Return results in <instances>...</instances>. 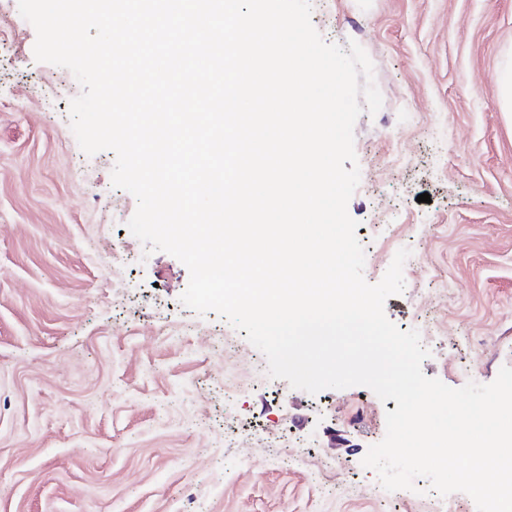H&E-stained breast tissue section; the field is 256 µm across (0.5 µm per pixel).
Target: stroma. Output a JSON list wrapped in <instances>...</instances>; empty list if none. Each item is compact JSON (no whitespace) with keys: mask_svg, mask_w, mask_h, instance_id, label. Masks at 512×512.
<instances>
[{"mask_svg":"<svg viewBox=\"0 0 512 512\" xmlns=\"http://www.w3.org/2000/svg\"><path fill=\"white\" fill-rule=\"evenodd\" d=\"M311 5L383 97L354 127L364 278L410 249L387 317L419 332L425 376L490 383L512 367V0ZM35 41L0 0V512H477L363 466L394 400L292 388L245 331L182 304L188 269L131 233L116 155L82 151V87Z\"/></svg>","mask_w":512,"mask_h":512,"instance_id":"stroma-1","label":"stroma"}]
</instances>
